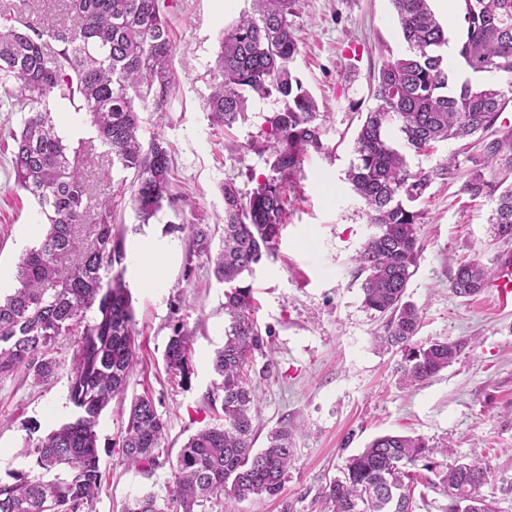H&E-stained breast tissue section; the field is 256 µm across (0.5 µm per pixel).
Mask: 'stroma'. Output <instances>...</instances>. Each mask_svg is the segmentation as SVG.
<instances>
[{
	"mask_svg": "<svg viewBox=\"0 0 512 512\" xmlns=\"http://www.w3.org/2000/svg\"><path fill=\"white\" fill-rule=\"evenodd\" d=\"M174 45L175 90L164 116L141 114L145 135L163 138L172 156L173 205L151 223H138L129 199L119 201L115 232L124 251V279L132 297L139 365L126 397L113 399L98 427L99 491L84 512H121L136 493L168 498L173 465L188 437L221 421L220 402L210 400L216 376L215 351L224 343V291L209 256L193 254L190 224L210 225L220 247L225 182L249 193L268 173L263 155L266 119L280 104L252 102L247 118L232 128L211 123L207 100L215 83L219 42L225 28L250 0H168ZM300 53L296 75L334 114L326 135L331 156L310 154L290 191L277 250L255 269L250 283L261 328L263 352L254 354L248 374L259 413L255 446L286 426L294 432V457L281 493L249 498L236 512H331L324 493L342 478L347 457L375 437H422L444 448L449 460L478 458L492 481L480 493L495 512H512V309L499 308L492 289L471 298L456 296L450 281L457 263L474 259L494 269L511 241L489 234L491 197L470 200L463 186L474 170L490 183L499 171L479 169L474 139L449 140L425 154L408 153L411 170L435 177L416 207L419 254L406 296L421 310L415 344L464 342L460 356L437 376L407 388L399 381L402 355L375 343L386 319L363 305L365 279L354 262L372 232L367 208L345 174L354 160L353 139L360 109L372 107L371 78L388 54L404 48L391 0H296ZM56 128L66 143L90 142V120L66 102L52 103ZM22 115L9 111L0 92V272L10 294L15 264L40 232L36 201L17 188L11 166V136ZM451 168L453 177L442 176ZM158 245L164 260L151 286L139 278L144 244ZM193 335L191 375L182 382L165 371L163 354L173 328ZM75 339L60 337L51 355L54 375L36 385L26 371L0 377V480L32 470L37 437L71 421L70 363ZM148 394L167 424L153 465L128 467L120 448L132 396Z\"/></svg>",
	"mask_w": 512,
	"mask_h": 512,
	"instance_id": "1",
	"label": "stroma"
}]
</instances>
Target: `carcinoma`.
<instances>
[{
    "label": "carcinoma",
    "mask_w": 512,
    "mask_h": 512,
    "mask_svg": "<svg viewBox=\"0 0 512 512\" xmlns=\"http://www.w3.org/2000/svg\"><path fill=\"white\" fill-rule=\"evenodd\" d=\"M405 50L384 60L370 85L374 106L367 109L355 139L346 179L364 200L376 228L355 256L363 304L387 317L379 342L403 353L405 385L424 382L448 368L463 342L432 341L413 346L419 308L405 299L419 253L415 209L434 173L409 168L407 152L421 153L438 141L479 135L484 165L512 173V0H458L463 67L478 77L454 83L443 48L448 30L429 0H391ZM295 0H253L224 30L217 57L218 79L208 100L212 123L227 128L246 118L249 102L275 97L283 107L266 120L261 144L269 173L246 196L224 183L222 246L214 258L224 292V345L213 358L211 400H221L224 423L190 436L173 465V490L159 501L152 493L128 498L123 512H205L248 498L275 497L283 489L293 457V433L284 426L255 449L253 420L258 412L245 368L265 347L254 317L253 275L273 255L288 216L287 192L307 155L328 154L323 135L332 114L320 110L294 71L300 54L295 35ZM70 18L42 27L22 15L0 27V86L11 107L28 113L12 134L16 185L32 196L47 220L40 242L16 265V287L0 298V376L24 369L36 383L50 378V357L60 336L77 337L70 370V401L77 417L30 450L37 476L16 471L0 482V512H83L98 490V432L102 412L128 390L138 365L139 343L131 296L119 268L124 259L115 241V198L125 188L92 204L87 171L98 155L90 144L71 147L56 129L50 103L66 100L89 117L96 139L112 154V164L133 172L130 202L135 217L148 224L173 203L166 142L140 138L138 107L163 116L171 103L174 47L167 0H67ZM463 191L472 198L497 195L489 218L494 237L512 239V184L502 192L474 174ZM89 224L84 246L79 225ZM194 251L211 253L207 224L189 226ZM495 272L476 261L456 268L450 288L458 297L484 290ZM92 319H87L88 313ZM192 334L180 325L164 353L173 378L190 377ZM166 423L152 398L135 397L121 448L127 463L153 464ZM439 450L419 436L386 434L349 457L343 478L325 498L332 512H414L420 480L443 494L444 512H493L480 488L493 477L479 459L448 467ZM434 474L430 479L422 471Z\"/></svg>",
    "instance_id": "carcinoma-1"
}]
</instances>
